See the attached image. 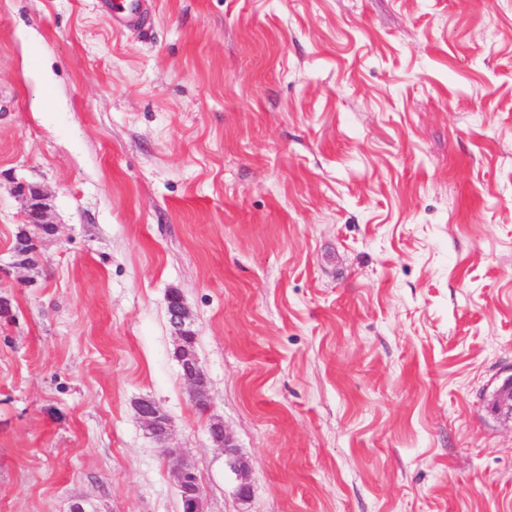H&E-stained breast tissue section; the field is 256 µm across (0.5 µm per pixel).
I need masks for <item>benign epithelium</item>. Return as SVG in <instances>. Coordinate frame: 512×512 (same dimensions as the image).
I'll use <instances>...</instances> for the list:
<instances>
[{
  "label": "benign epithelium",
  "mask_w": 512,
  "mask_h": 512,
  "mask_svg": "<svg viewBox=\"0 0 512 512\" xmlns=\"http://www.w3.org/2000/svg\"><path fill=\"white\" fill-rule=\"evenodd\" d=\"M26 223L34 224L39 228L51 224L49 206L42 190L30 187L26 193L25 202ZM167 311L171 330L177 340L181 341L186 335L187 323L190 320L189 311L182 296L171 292L167 296ZM177 358L182 369L185 381L192 388V400L195 404H210L211 397L205 386V374L195 355L183 353V345H178ZM136 411L146 429L153 436L157 444L163 448L167 456L172 459L171 475L182 493L183 512H202L204 490L194 469L185 463L173 449L165 447L170 419L166 412L155 401L142 398L136 403ZM217 443L224 448V456L229 470L236 475L238 496L240 500L247 501L251 497L252 487L249 481L248 468L238 455L236 446L231 437L222 435Z\"/></svg>",
  "instance_id": "1"
}]
</instances>
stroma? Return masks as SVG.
Here are the masks:
<instances>
[{"label":"stroma","instance_id":"35a3bbf8","mask_svg":"<svg viewBox=\"0 0 512 512\" xmlns=\"http://www.w3.org/2000/svg\"><path fill=\"white\" fill-rule=\"evenodd\" d=\"M142 9L0 0V512H512V0ZM26 202L24 213L27 224H36V226L42 230V227L53 224L49 218V206L46 203V198L42 190L38 187H29L25 194ZM45 232H49L50 229L44 227ZM167 311L171 330L178 340L177 358L182 369L185 381L192 388V400L196 405H210L211 397L205 386V374L200 366L197 355H184L182 340L187 334L186 327L190 320L189 311L184 300L177 292H170L167 296ZM195 332L191 328L187 340L191 349L195 351ZM136 411L157 444L173 461L170 472L182 493V512H202L204 490L196 472L178 456L176 450L165 446L170 428L168 415L162 407L149 398L138 400ZM224 448V456L229 470L236 475L238 484V496L240 500L247 501L251 497L252 487L249 481L248 468L242 458L238 455L236 446L229 435L224 431V435L215 441Z\"/></svg>","mask_w":512,"mask_h":512}]
</instances>
